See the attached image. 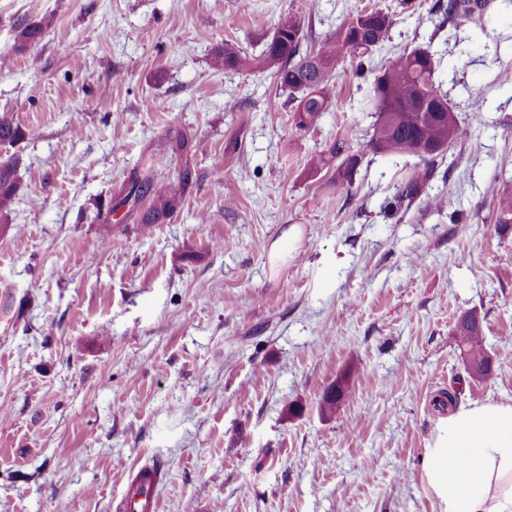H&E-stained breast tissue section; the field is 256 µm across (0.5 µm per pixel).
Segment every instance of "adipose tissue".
I'll use <instances>...</instances> for the list:
<instances>
[{
    "instance_id": "obj_1",
    "label": "adipose tissue",
    "mask_w": 512,
    "mask_h": 512,
    "mask_svg": "<svg viewBox=\"0 0 512 512\" xmlns=\"http://www.w3.org/2000/svg\"><path fill=\"white\" fill-rule=\"evenodd\" d=\"M467 456L453 468L448 458ZM426 481L443 512H512V403L459 407L428 450Z\"/></svg>"
}]
</instances>
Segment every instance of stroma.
Listing matches in <instances>:
<instances>
[{"mask_svg": "<svg viewBox=\"0 0 512 512\" xmlns=\"http://www.w3.org/2000/svg\"><path fill=\"white\" fill-rule=\"evenodd\" d=\"M434 3L373 62L431 45L436 82L463 113L480 95L485 123L388 214L416 160L366 149L351 58L300 131L272 71L212 57L259 54L288 13L315 49L396 0H0V117L36 132L0 146L20 183L0 236V512H120L153 464L157 512H442L424 472L442 396L512 403V224L489 193H512V0L483 30L438 28ZM172 129L196 145L178 210L148 226L113 210L143 167H177ZM346 132L348 189L306 166ZM464 316L487 376L467 368ZM51 25L52 20L46 17L38 21L20 25L17 32L18 45L25 47L28 44H34L38 42L41 39L44 31ZM461 342L465 344L470 365L475 373L482 374L490 369V359L485 354L479 338V326L475 318L465 316L457 326Z\"/></svg>", "mask_w": 512, "mask_h": 512, "instance_id": "1", "label": "stroma"}]
</instances>
